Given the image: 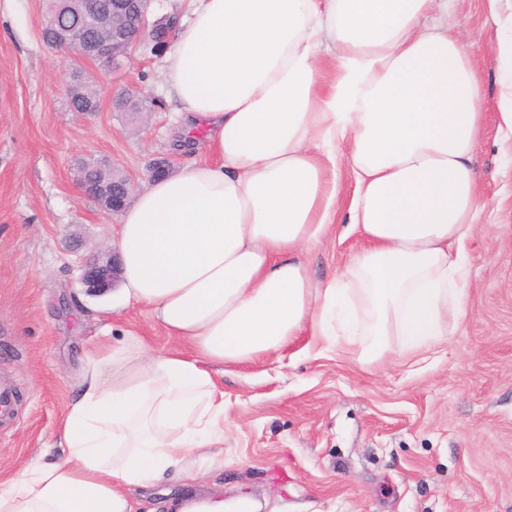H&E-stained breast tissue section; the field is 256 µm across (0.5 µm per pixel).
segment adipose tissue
Listing matches in <instances>:
<instances>
[{
	"label": "adipose tissue",
	"instance_id": "ef3b65f1",
	"mask_svg": "<svg viewBox=\"0 0 512 512\" xmlns=\"http://www.w3.org/2000/svg\"><path fill=\"white\" fill-rule=\"evenodd\" d=\"M178 143L205 126L215 159L186 160L125 210L126 301L185 345L145 337L85 354L57 447L0 484V512H139L134 487L171 480L160 512H288L222 484L217 373L301 332L381 362L465 316L485 208L473 165L482 74L448 0H199L167 53ZM355 180L362 242L315 281L301 258L336 222V171Z\"/></svg>",
	"mask_w": 512,
	"mask_h": 512
}]
</instances>
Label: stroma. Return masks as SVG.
<instances>
[{
    "instance_id": "stroma-1",
    "label": "stroma",
    "mask_w": 512,
    "mask_h": 512,
    "mask_svg": "<svg viewBox=\"0 0 512 512\" xmlns=\"http://www.w3.org/2000/svg\"><path fill=\"white\" fill-rule=\"evenodd\" d=\"M46 0H0V483L56 444L84 352L102 334L179 347L120 291L89 295L82 258L107 250L121 218L77 186L85 157L108 158L135 189L150 166L183 154L182 122L164 86L166 56L143 43L123 66L84 65L101 100L92 116L67 106L73 58L41 37ZM512 0H452L484 77L485 135L475 152L487 205L475 228L472 288L446 342L410 355L390 348L386 367L301 335L278 354L226 368L224 467L209 480L281 496L290 512H512V135L500 132L496 19ZM130 89L151 103L133 123L115 111ZM359 245L344 225L305 250L318 280L338 273Z\"/></svg>"
}]
</instances>
